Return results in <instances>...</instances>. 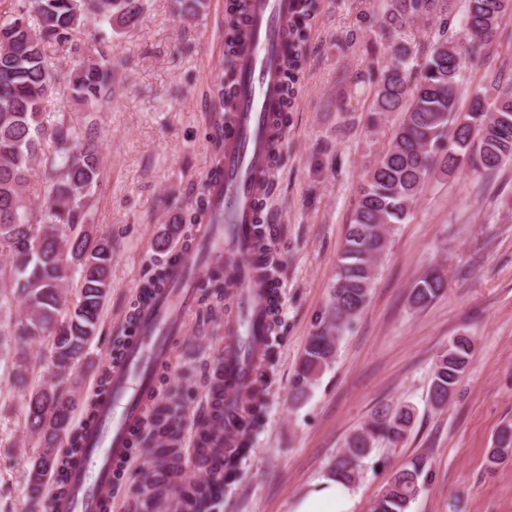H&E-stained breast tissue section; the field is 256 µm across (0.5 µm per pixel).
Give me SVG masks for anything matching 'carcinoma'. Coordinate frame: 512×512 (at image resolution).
Instances as JSON below:
<instances>
[{
  "mask_svg": "<svg viewBox=\"0 0 512 512\" xmlns=\"http://www.w3.org/2000/svg\"><path fill=\"white\" fill-rule=\"evenodd\" d=\"M452 0H383L381 29L392 37V63L383 71L376 94L377 112H401L403 119L391 143L360 187L352 224L349 225L337 265L336 281L325 321L310 337L299 363L296 396L306 394L320 371L336 355L342 328L366 306L377 262L387 247L388 227L409 217L429 172L435 166L449 171L461 163L491 178L502 164L512 161V81L496 84L498 107L487 112L480 94H474L466 114L459 107L463 71L483 45L496 36L501 19L512 14V0H466L460 20L466 39L449 34ZM314 7V0H299L290 26L291 53L286 85L293 90L302 57L304 35L299 23ZM206 0H174L181 17L195 18ZM144 11V0H20L15 14L0 19V298L11 297L24 308L14 334L22 347L12 364L14 384L26 392L25 424L42 442L50 460L47 471L32 461L27 478L30 499L41 502L50 479L59 490L66 487L69 470L83 455L81 429L72 426L78 400L66 397L54 385H32L34 371L23 345L51 341V372L64 378L86 351L98 328L103 305L112 288V240L94 235L88 224V204L101 175L97 130L88 125L76 131L65 112L56 108L58 90L67 88L76 102L92 105L109 99L115 86L112 65L101 54H86L78 38L92 24L106 25L115 34L135 27ZM438 25L437 34L422 45V59L401 34L416 21ZM70 44L80 64L63 72L56 68L51 47ZM53 151L45 152V145ZM48 183L42 204L35 208L26 195L30 182ZM208 186L203 183L189 219L200 223L208 208ZM79 282L76 304L67 307L64 291L71 280ZM165 283L163 266L153 269L139 300ZM445 288L436 270L420 278L411 289L409 303L425 309ZM473 340L455 336L437 357L429 385V399L436 407L455 393L473 351ZM250 374L255 386L245 397L246 418L232 432L236 446L225 449L224 465L208 471L199 482L174 474L183 470L180 420L177 409L158 405L150 413L146 439L155 460L142 476L140 494L172 486L188 505V512H208L211 501L238 475V461L247 451L251 433L262 417L260 389L266 385L265 369L254 364ZM213 381L212 404L199 423V447L207 445L206 431L220 426L223 392ZM415 420L414 408L384 407L351 433L331 468L334 476L353 484L362 476L364 461L375 444L396 445L405 440ZM69 448L56 447L61 435ZM512 447V426L502 429L491 450V459L503 457ZM424 458L400 467L386 489L372 502L370 512H408L426 482Z\"/></svg>",
  "mask_w": 512,
  "mask_h": 512,
  "instance_id": "1",
  "label": "carcinoma"
}]
</instances>
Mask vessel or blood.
<instances>
[{
    "instance_id": "1",
    "label": "vessel or blood",
    "mask_w": 512,
    "mask_h": 512,
    "mask_svg": "<svg viewBox=\"0 0 512 512\" xmlns=\"http://www.w3.org/2000/svg\"><path fill=\"white\" fill-rule=\"evenodd\" d=\"M296 0H249L231 45L233 84L224 99V149L220 172L211 176L210 213L180 245L181 259L168 268L167 287L136 312L138 333L110 365L111 392L100 398L95 421L84 429L86 453L55 512H109L117 465L132 456L133 432L160 369L174 365V348L198 306V289L212 266L224 269L231 315L224 325L219 357L224 404L240 407L250 376L236 361L242 340L261 353L270 321L273 280L265 252L255 248V226L263 217L271 173L283 132L275 125L289 98L283 72Z\"/></svg>"
}]
</instances>
